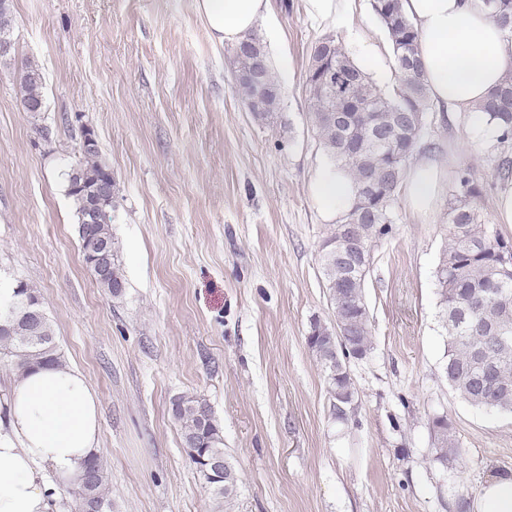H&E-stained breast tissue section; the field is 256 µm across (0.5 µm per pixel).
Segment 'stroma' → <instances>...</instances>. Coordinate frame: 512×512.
Here are the masks:
<instances>
[{
  "label": "stroma",
  "mask_w": 512,
  "mask_h": 512,
  "mask_svg": "<svg viewBox=\"0 0 512 512\" xmlns=\"http://www.w3.org/2000/svg\"><path fill=\"white\" fill-rule=\"evenodd\" d=\"M14 51L0 58V281L37 288L66 365L100 408V454L114 512H450L458 479L480 493L512 472V415L472 407L442 369L448 336L435 277L448 245L435 219L398 196L365 286L372 348L348 362L358 403L332 415L326 374L307 344L332 321L319 246L329 225L311 195L327 156L310 128L311 48L392 50L370 0L328 27L304 0H271L266 49L286 95L279 129L255 122L227 49L195 0H10ZM41 70L42 112L23 111L17 73ZM429 141L451 173L484 187L497 220L502 188L469 120L430 115ZM116 184L112 233L125 288L115 298L86 267L62 172L83 130ZM206 401L238 482L216 500L183 445L174 397ZM451 422L461 474L434 460L430 422Z\"/></svg>",
  "instance_id": "obj_1"
}]
</instances>
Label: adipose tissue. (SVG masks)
<instances>
[{"instance_id":"obj_1","label":"adipose tissue","mask_w":512,"mask_h":512,"mask_svg":"<svg viewBox=\"0 0 512 512\" xmlns=\"http://www.w3.org/2000/svg\"><path fill=\"white\" fill-rule=\"evenodd\" d=\"M212 39L237 45L269 17V0H196ZM419 35L420 58L435 111L471 116L472 143L495 142L496 121L481 106L512 65L507 39L482 0H403ZM445 172L430 158L408 171L407 205L418 221L434 216ZM351 179L326 163L312 180V197L324 220L348 207ZM7 428H0V512H55L59 490L52 477L81 473L97 454V398L76 368H37L17 378L6 402Z\"/></svg>"}]
</instances>
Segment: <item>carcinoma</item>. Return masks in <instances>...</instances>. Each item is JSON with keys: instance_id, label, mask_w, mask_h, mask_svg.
<instances>
[{"instance_id": "carcinoma-1", "label": "carcinoma", "mask_w": 512, "mask_h": 512, "mask_svg": "<svg viewBox=\"0 0 512 512\" xmlns=\"http://www.w3.org/2000/svg\"><path fill=\"white\" fill-rule=\"evenodd\" d=\"M393 54L394 83L388 90L374 83L333 34L320 38L312 47L306 74L314 137L330 162L353 180L354 197L319 248V262L331 309L336 320L318 331L319 320L310 325L309 348L326 372L332 414L340 422L354 410L357 391L348 376L351 358L362 359L371 350L372 324L365 296V284L372 270L374 248L391 232L393 205L407 179L410 161L425 147L427 112L431 106L426 74L418 51V34L405 15L402 0H372ZM495 23L512 38V0H495L486 6ZM22 103L44 100L40 69L25 64L18 74ZM281 101L270 98L268 107L251 110L260 123L282 121ZM481 110L497 120L503 133L497 151L496 173L502 180L512 178V66ZM347 114L343 123L332 121V112ZM111 172L100 160L99 148L82 153L62 172L75 215L84 210L89 190ZM480 183L469 171L456 181L448 203L446 223L449 242L436 269L441 297V317L448 332V360L444 374L448 386L471 406L512 414V243L490 231L480 215L477 201ZM94 232L112 247L111 270L103 276L85 261L99 285L114 298L122 295L124 279L118 261V247L110 217L105 215ZM353 238L357 248L345 255L336 252L343 236ZM17 331L0 337V360L16 371L35 365H64L65 359L54 336L50 319L39 334L27 326L26 308L15 306ZM171 413L178 422L188 454L199 473L218 498L235 492L237 477L225 460L224 438L209 405L195 397L181 395L171 401ZM436 460L448 471L457 470L465 455L451 423L444 416L431 421ZM221 460L218 473L208 461ZM86 470L91 483L83 493L74 494L76 512H112L107 471L99 456ZM472 493L460 483L452 508L469 512Z\"/></svg>"}]
</instances>
